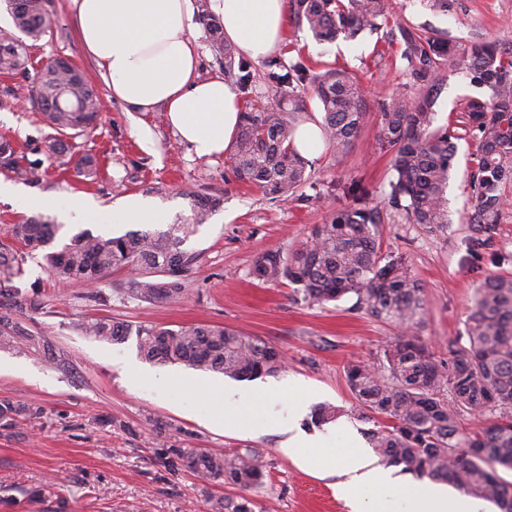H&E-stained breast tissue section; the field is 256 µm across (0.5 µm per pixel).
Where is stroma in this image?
I'll use <instances>...</instances> for the list:
<instances>
[{
    "mask_svg": "<svg viewBox=\"0 0 512 512\" xmlns=\"http://www.w3.org/2000/svg\"><path fill=\"white\" fill-rule=\"evenodd\" d=\"M53 24L28 47L30 72L62 57L82 69L102 99L97 126L72 138L71 151L48 150L51 129L32 102L0 108V138H8L18 155L39 164L38 181L21 180L0 167V179L21 184L42 198L43 214L60 229L52 247L88 230L104 237L134 231L116 224L113 210L127 201H150L172 223L187 210L182 196L191 188L217 196L221 207L186 244L200 258L187 274V294L177 303L152 304L116 298L126 272L103 275L99 287L110 304L86 301L89 285L58 281L37 262H28L27 280H40L49 311L27 320L29 328L47 331L68 359L55 368L43 356L0 350V400L40 408L37 418L15 427L0 426V512H220L235 488L220 480L202 481L185 467L182 456L193 449L214 454L252 450L260 456L263 477L251 490L256 512H349L335 490L337 476L320 472L314 462L291 459L286 440L270 427L241 432L242 417L286 410L275 397L247 404L211 391L218 373L179 364L142 360L135 339L113 344L85 335L82 318L106 317L130 325L168 328L209 324L238 330L277 347L284 368L267 376L270 384L296 377L310 390L303 428L318 432L313 409L329 403L340 408L339 423L367 432L358 403L348 387L346 367L375 360L398 329L355 307L353 299L316 303L291 284L252 280L254 260L270 248H285L306 237L310 227L325 223L333 200H272L258 188L238 182L228 155L201 157L181 143L161 112H135L113 98L75 34L69 0H52ZM388 21L371 35L352 41L318 43L307 27L289 20L286 39L275 56L289 61L303 56L309 66L327 65L357 73L366 87L370 118L344 152L325 148L311 155L316 178L361 181L384 212L383 252L406 257L425 287V308L417 334L435 356L468 345L467 317L475 289L493 274L512 275V205L504 209L492 241L475 246L477 232L467 224L473 200L468 175L475 169L477 144L458 142L454 174L448 186L447 231L431 233L408 223L389 205L390 156L380 150L376 115L380 102L395 93L415 96L408 83L397 40L402 24L448 32L462 48L498 42L512 49V0H450L448 11L426 0H388ZM464 66L448 69L437 94L438 124L454 123L468 96L477 94ZM84 155L97 162L93 178H76L72 160ZM94 207L81 224L66 213L75 199ZM149 372L135 381L136 370ZM192 379L194 387L183 384ZM223 413L222 425L211 422Z\"/></svg>",
    "mask_w": 512,
    "mask_h": 512,
    "instance_id": "obj_1",
    "label": "stroma"
}]
</instances>
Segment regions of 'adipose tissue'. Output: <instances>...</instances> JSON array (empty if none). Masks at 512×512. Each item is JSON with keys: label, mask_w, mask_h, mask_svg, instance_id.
I'll return each mask as SVG.
<instances>
[{"label": "adipose tissue", "mask_w": 512, "mask_h": 512, "mask_svg": "<svg viewBox=\"0 0 512 512\" xmlns=\"http://www.w3.org/2000/svg\"><path fill=\"white\" fill-rule=\"evenodd\" d=\"M72 22L87 56L107 79L114 98L141 112L161 110L200 156H218L232 141L240 101L222 75L198 73L194 0H70ZM224 36L252 60L279 49L287 26L285 0H210ZM308 387L292 378L277 388L238 390L240 401L277 394L288 400L287 414L271 423L286 434L291 456L340 469L337 492L350 512H398L399 501L414 512H484L481 500H461L430 481H397L373 465L363 451L345 458L334 453L335 436L313 437L298 426Z\"/></svg>", "instance_id": "ef3b65f1"}]
</instances>
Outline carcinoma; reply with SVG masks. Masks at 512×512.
Returning <instances> with one entry per match:
<instances>
[{
	"mask_svg": "<svg viewBox=\"0 0 512 512\" xmlns=\"http://www.w3.org/2000/svg\"><path fill=\"white\" fill-rule=\"evenodd\" d=\"M12 29H0V75L27 69L23 34L36 40L50 27L47 0H4ZM297 22L315 39L354 40L387 19L385 0H293ZM197 17L205 25L211 51L224 73L238 87H251V63L224 40L223 26L209 6L197 0ZM401 58L410 84L419 95L410 100L395 94L381 103L378 140L392 156L390 203L411 224L429 232L448 229V183L455 169L456 141L477 143V169L470 188L474 206L468 216L487 244L512 201V51L494 43L467 54L471 83L485 96L466 98L458 131L437 126L435 95L446 69L454 66L460 49L446 34L414 26L398 27ZM280 89L275 109L251 104L241 113L230 155L235 179L264 194L288 200L328 195L339 201L326 224L315 225L308 237L289 248L259 255L250 276L261 283L287 281L313 302L355 297V306L393 323L401 332L382 349L379 362H355L346 368L350 391L361 418L378 422L369 440L381 462L400 466L418 478L447 482L464 493L491 501L500 512H512V482L497 468L512 471V276L487 277L476 289L468 316V347L448 348V360L431 353L416 335L424 311V287L401 255L383 253L382 216L368 190L358 183L320 182L295 145L300 124H318L324 143L341 152L364 128L368 110L362 85L353 74L314 71L302 58L269 73ZM49 128L55 131L50 151L62 154L68 144L61 136L93 126L100 98L84 73L63 59L47 64L30 89ZM0 165L32 180L39 167L21 164L10 141L0 140ZM96 164L82 156L76 176L91 178ZM190 215L159 232H133L103 237L88 231L74 235L59 251H49L56 224L36 214L8 224L0 239V349L44 356L63 366L50 336L22 325L19 318L43 314L47 307L39 280H23L25 265L42 251L41 267L60 281L95 286L103 274L123 268L129 277L121 298L139 302H177L187 293L185 275L199 254L184 248L221 205V199L193 190ZM83 333L115 344L136 336L139 355L150 362L183 364L230 378H259L284 367V356L266 341L234 329L197 325L171 329L152 324L135 327L102 317L77 324ZM480 412L493 422L470 432L460 429L461 413ZM37 415L32 407L0 401V426ZM186 463L204 479L247 491L260 482L258 456L191 450ZM224 512H255L245 495L224 498Z\"/></svg>",
	"mask_w": 512,
	"mask_h": 512,
	"instance_id": "obj_1",
	"label": "carcinoma"
}]
</instances>
